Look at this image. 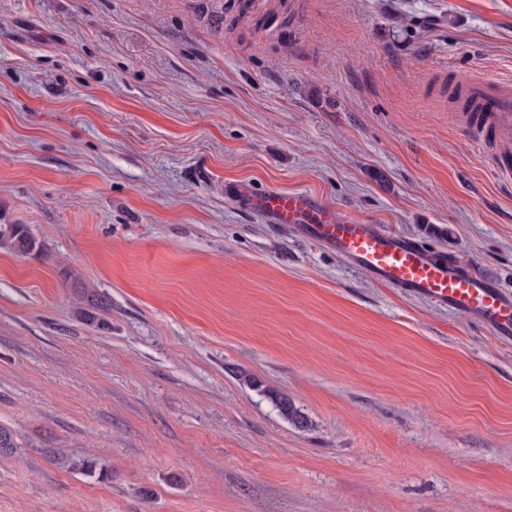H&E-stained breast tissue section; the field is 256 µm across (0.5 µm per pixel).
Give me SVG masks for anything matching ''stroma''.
Instances as JSON below:
<instances>
[{"mask_svg": "<svg viewBox=\"0 0 512 512\" xmlns=\"http://www.w3.org/2000/svg\"><path fill=\"white\" fill-rule=\"evenodd\" d=\"M229 2L0 0V224L38 244L0 248V512H512V339L248 206L512 292V176L448 101L512 84V0ZM273 224H292L391 288H401L464 313L501 336L512 335V294L487 275L415 239L362 218L340 217L307 192H264L249 202ZM269 397L274 401L280 414L288 421L298 428H303L307 425V421L299 411L294 407L292 401L287 395L281 393H274L267 391Z\"/></svg>", "mask_w": 512, "mask_h": 512, "instance_id": "obj_1", "label": "stroma"}]
</instances>
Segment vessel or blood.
I'll list each match as a JSON object with an SVG mask.
<instances>
[{
    "label": "vessel or blood",
    "mask_w": 512,
    "mask_h": 512,
    "mask_svg": "<svg viewBox=\"0 0 512 512\" xmlns=\"http://www.w3.org/2000/svg\"><path fill=\"white\" fill-rule=\"evenodd\" d=\"M466 86L488 110L486 124L498 146L494 162L501 171L512 170V92L488 79L472 78ZM249 205L257 217L293 225L377 281L464 313L499 335H512V294L453 257L364 219L338 216L306 192H264L253 195Z\"/></svg>",
    "instance_id": "b4317fda"
}]
</instances>
